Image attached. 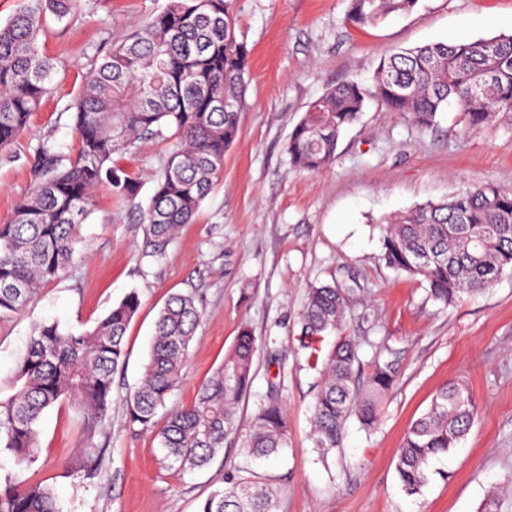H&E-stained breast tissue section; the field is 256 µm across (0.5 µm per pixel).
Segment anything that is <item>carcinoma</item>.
<instances>
[{
    "instance_id": "1",
    "label": "carcinoma",
    "mask_w": 512,
    "mask_h": 512,
    "mask_svg": "<svg viewBox=\"0 0 512 512\" xmlns=\"http://www.w3.org/2000/svg\"><path fill=\"white\" fill-rule=\"evenodd\" d=\"M419 0H349L348 23L376 26L411 12ZM62 18L82 0H24L0 25V148L28 127L51 93L56 64L42 50L44 10ZM249 70V50L236 31L229 0H168L166 8L97 58L73 104L75 156L50 140L31 164L33 188L0 224V317L25 310L39 286L75 261L80 224L102 186L128 199L136 183L112 159L143 136L174 129L175 143L140 221L153 245H163L191 222L224 168V153L239 135V112ZM386 112L406 114L420 127L434 124L455 100L477 130L501 112H512V33L456 43L437 42L391 51L381 58L373 84L344 81L315 100L288 141L291 165L316 173L334 159L340 134L358 122L365 100ZM382 260L397 272L420 276L431 296L446 305L492 287L512 270V195L489 183L463 194L401 211L384 219ZM355 289L312 285L300 317L302 346L311 348L340 332ZM141 301L129 293L96 325L65 333L55 322L39 325L12 372L0 379V453L29 468L38 460L39 423L66 399L82 411L88 433L83 468L101 449L95 429L112 409V381L123 365L124 337ZM202 313L190 295L173 294L159 311L149 362L125 399L129 425L155 427L158 410L182 384L189 349ZM256 339L244 328L224 364L197 389L194 402L169 413L158 432L166 457L181 468L202 469L238 434L236 409L250 391ZM358 345L337 337L319 371L311 439L323 455L339 447L348 419L370 427L393 386V360L376 363L365 388L357 380ZM478 419L470 390L450 382L404 434L396 471L414 496L428 484L431 459L455 447ZM288 445V417L271 389L253 416L242 448L268 459ZM273 491L240 479L213 491L199 512H274ZM0 512H61L54 489L41 482L0 484Z\"/></svg>"
}]
</instances>
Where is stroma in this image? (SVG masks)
Segmentation results:
<instances>
[{
  "instance_id": "stroma-1",
  "label": "stroma",
  "mask_w": 512,
  "mask_h": 512,
  "mask_svg": "<svg viewBox=\"0 0 512 512\" xmlns=\"http://www.w3.org/2000/svg\"><path fill=\"white\" fill-rule=\"evenodd\" d=\"M167 0H84L81 14H47L42 37L57 64L54 93L27 131L0 150V221L31 187L38 144L50 140L76 154L70 104L94 57ZM348 0H231L237 34L251 51L239 114L240 133L193 223L162 247L151 245L140 214L174 138L138 140L117 164L137 181L128 203L100 188L81 226L79 255L42 285L25 311L0 318V378L22 357L36 325L91 329L132 291L141 306L125 336V362L112 386V411L97 428L102 461L92 477L70 472L80 455L83 418L63 401L39 426L40 456L21 469L0 457V479L51 485L63 512H198L224 478L257 473L276 493L274 512H480L490 486L503 489L499 512H512V272L452 306L428 285L381 259V218L437 202L489 182L512 194V114L465 133L456 105L433 125L368 101L339 139L332 163L315 174L289 162V137L310 104L346 80L371 85L381 55L433 42L494 37L512 30V0H419L363 30L347 20ZM352 279L360 291L343 324L359 345L360 376L376 355L392 351L394 388L378 429L357 418L341 445L320 455L310 436L319 372L299 346L308 285ZM188 293L203 313L183 385L168 409L190 404L233 348L241 328L256 338L254 381L240 402L247 431L270 384L288 414V446L266 461L247 459L238 439L201 470L169 465L153 432L129 426L124 396L149 360L155 322L171 294ZM464 381L479 408L470 433L430 464L422 493L406 495L395 464L403 435L432 396Z\"/></svg>"
}]
</instances>
